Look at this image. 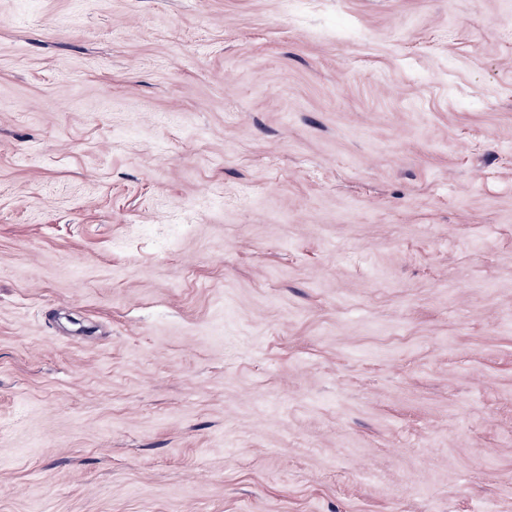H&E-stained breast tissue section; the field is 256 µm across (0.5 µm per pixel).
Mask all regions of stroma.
<instances>
[{
    "mask_svg": "<svg viewBox=\"0 0 512 512\" xmlns=\"http://www.w3.org/2000/svg\"><path fill=\"white\" fill-rule=\"evenodd\" d=\"M0 512H512V0H0Z\"/></svg>",
    "mask_w": 512,
    "mask_h": 512,
    "instance_id": "1",
    "label": "stroma"
}]
</instances>
